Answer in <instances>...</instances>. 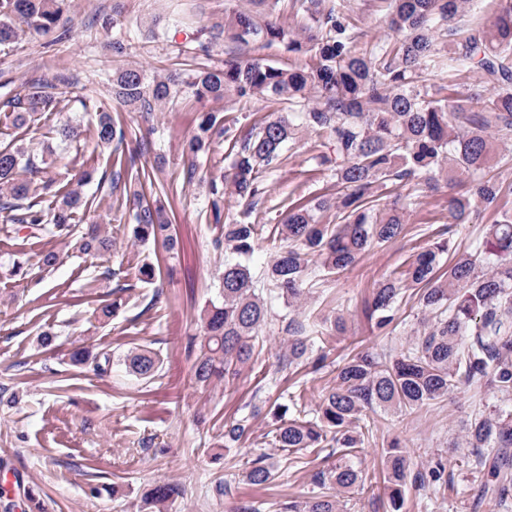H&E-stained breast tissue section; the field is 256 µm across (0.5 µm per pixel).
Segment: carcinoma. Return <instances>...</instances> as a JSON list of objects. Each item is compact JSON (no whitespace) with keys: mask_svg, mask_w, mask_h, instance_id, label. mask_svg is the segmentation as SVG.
<instances>
[{"mask_svg":"<svg viewBox=\"0 0 512 512\" xmlns=\"http://www.w3.org/2000/svg\"><path fill=\"white\" fill-rule=\"evenodd\" d=\"M66 2L0 0V46L17 43L27 32L55 31V41L66 40ZM493 5L491 19L481 22L474 0H224L223 20L198 41L205 54L224 42V66L151 77L130 62L112 69V99L140 113L147 134L130 137L121 121L101 110L90 136L96 145L113 148L112 170L99 184L132 205L134 244H159L167 253L177 244L164 200L143 201L153 171L141 158L151 150L155 113L183 94L224 102L226 115L201 113L183 145L191 159L184 173L189 183L197 159L212 145L224 143L231 159L228 172L208 182L215 222L228 195L249 206L243 219L224 224V236L213 241L224 251V272L216 298L200 313L202 335L186 347L201 387L231 388L243 367L258 362L276 301L284 305L279 322L287 334L278 353L282 367L324 368L344 323L340 317L322 321L320 345L313 348L305 324L296 319L311 300L305 286L309 262L316 259L336 273L353 267L365 252L401 236L420 194L448 188V211L457 224L469 223L480 207L497 214L482 247L454 251L445 267L442 255L453 246L443 239L414 253L373 290L364 313L380 334L395 329L403 292L416 291L424 317L406 348L394 356L353 348L309 419L300 417L304 381L293 383L291 405L270 407L272 447L291 454L333 448L338 454L335 466L313 475L318 492L293 498L285 512H341L344 499L364 487L352 457L373 437L374 414L414 413L483 380L496 393L512 395V178L505 175L512 152L500 158L496 152L512 143V0ZM377 15L386 19L392 39L368 38V19ZM258 44H281L296 62L281 66L255 58L251 52ZM464 75L475 78L476 88L459 82ZM60 83L69 79L33 82L10 101L12 126L22 135L0 145V222L63 236L84 254L103 255L112 251V236L101 224L76 222L92 207L81 191L91 174L83 171L64 182L53 171L51 147L37 153L23 146V135L43 120L49 122L48 140L79 137L70 122L52 121L69 111ZM254 99L286 104L288 112L235 132L239 118L231 112ZM312 134L324 147L315 160L333 173L338 191L291 203L284 221L269 229L279 246L257 279L250 259L266 225L247 217L265 194L261 174ZM493 160L500 168L496 174L490 173ZM459 173L468 176L463 194L453 193ZM406 186L414 193L404 196L405 203H385L401 197L399 189ZM122 365L147 383L160 377L163 359L138 346L128 349ZM249 430L248 416L224 425L223 446L237 445ZM461 446L473 449L485 476L481 499L491 494L502 506L512 489V409L477 410L453 443ZM383 456L391 512H402L409 482L435 492L453 489L442 462L411 473L396 438ZM279 468L280 461L262 453L252 460L246 482L266 486ZM181 495L178 483H158L145 495L141 512H169Z\"/></svg>","mask_w":512,"mask_h":512,"instance_id":"1","label":"carcinoma"}]
</instances>
